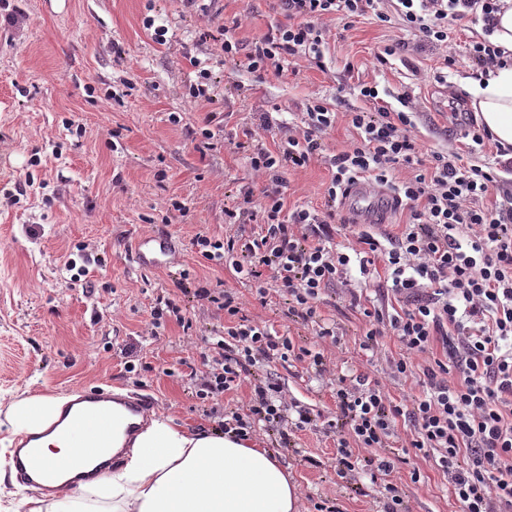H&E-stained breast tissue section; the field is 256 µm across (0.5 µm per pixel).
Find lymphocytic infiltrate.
<instances>
[{
	"mask_svg": "<svg viewBox=\"0 0 512 512\" xmlns=\"http://www.w3.org/2000/svg\"><path fill=\"white\" fill-rule=\"evenodd\" d=\"M277 2L287 24L271 26L249 52H242L228 26L204 37L220 43L225 62L253 73H279L286 61L299 58L321 69L325 20L354 23L372 14L439 47L447 46L449 27L481 24L482 38L468 46L479 75L504 56L488 39L499 0H389L387 12L379 0ZM357 91L370 107L347 114L357 136L330 157L333 173L322 209H289L284 202L287 173L324 154L325 135L336 122L335 112L314 100L305 107L300 133L281 135L272 150L253 147L250 165L263 188L258 194L240 189L225 207L236 232L221 239L200 233L192 245L202 259L251 283L258 300L266 299L269 285H278L289 320L310 326L323 343L340 341L335 317L320 309L326 292L340 286L342 302L362 319L361 353L376 352L384 334L396 336L402 351L385 359L382 372L414 383L419 395L402 401L369 374L337 373L323 352L249 319L235 292L201 287L198 296L223 310L224 329L198 396L228 394L253 377L250 399L219 428L244 438L260 424L287 444L297 432L324 425L336 436L339 486L364 475L384 481V512H408L402 487L390 479L406 462L395 444L396 423L407 420L408 448L447 478L460 512H512V159L466 163L415 134L408 91L394 92L389 102L377 86L363 83ZM360 178L376 183L407 212L400 235L345 217L340 200ZM493 192L497 201L486 204ZM379 260L400 304L394 312L353 283L355 275L369 276ZM437 345L443 358L430 356ZM290 360L330 382L336 396L332 417L321 418L287 395L267 370ZM361 448L372 449V456H358Z\"/></svg>",
	"mask_w": 512,
	"mask_h": 512,
	"instance_id": "1",
	"label": "lymphocytic infiltrate"
}]
</instances>
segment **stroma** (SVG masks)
Masks as SVG:
<instances>
[{
	"mask_svg": "<svg viewBox=\"0 0 512 512\" xmlns=\"http://www.w3.org/2000/svg\"><path fill=\"white\" fill-rule=\"evenodd\" d=\"M20 25L0 36V404L35 395L67 397L78 389H119L143 394L154 412L190 429H214V406L244 402L249 382L218 401L196 396L205 369L204 339L222 328L224 313L198 301L194 288L233 289L250 315L279 332L300 334L289 325L277 290L266 302L251 295L248 282L194 253L202 233L232 232L224 207L240 188L262 182L237 148L232 133L252 126L259 113L299 130L309 100L336 104V126L329 149L344 145L356 131L346 117L360 101L337 102L336 87L348 82L378 84L390 91L408 89L419 110L416 131L429 144L460 154L468 149L460 124L474 114L461 79L473 64L466 52L478 26L455 27L447 48L422 43L402 31L366 17L335 34L324 50L325 69L297 60L282 75L257 76L226 65L219 45L202 41L209 27L235 22L234 37L244 48L270 25L285 22L269 0H213L206 11L184 9L181 0H0V12ZM167 30L158 44L143 26L145 17ZM396 44L386 65L374 66L378 48ZM453 65L446 81L437 78L444 56ZM210 70L226 90L210 107L187 93L200 69ZM214 122H207L210 111ZM183 122H170L171 114ZM82 124L83 136L63 122ZM211 126L209 144L192 141L191 129ZM119 137H112V130ZM41 163L31 166L32 156ZM34 183L19 187L21 172ZM331 177L325 160L287 177L285 205L322 208V191ZM187 212L174 209V202ZM164 236L171 254L162 267L145 270L128 245L141 236ZM83 270L73 281L66 262ZM174 299L184 322L151 325L159 296ZM324 312L348 329L340 345L324 354L339 371H369L351 331L356 313L325 298ZM288 393L323 415L335 409L332 392L309 377L295 361L270 364ZM250 440L273 452L300 491V512L336 496V438L324 427L297 433L294 445L280 447L260 432ZM320 467L308 465V458ZM420 482L407 469L401 482L411 512H459L448 485L431 462L418 460ZM340 496V495H337ZM344 512H382L383 497L340 496Z\"/></svg>",
	"mask_w": 512,
	"mask_h": 512,
	"instance_id": "stroma-1",
	"label": "stroma"
}]
</instances>
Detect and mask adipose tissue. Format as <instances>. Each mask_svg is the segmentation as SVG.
<instances>
[{"label":"adipose tissue","mask_w":512,"mask_h":512,"mask_svg":"<svg viewBox=\"0 0 512 512\" xmlns=\"http://www.w3.org/2000/svg\"><path fill=\"white\" fill-rule=\"evenodd\" d=\"M476 115L503 147L512 149V62L492 66L486 77L470 82ZM62 398L32 396L11 404L0 416L9 435L35 436L48 463L75 452L60 440L53 424ZM50 507L26 497L25 512H96L89 500L104 496L111 512H298L299 490L280 461L231 434L189 430L163 416H151L134 437L117 427L112 443L84 466L62 473L54 482Z\"/></svg>","instance_id":"adipose-tissue-1"}]
</instances>
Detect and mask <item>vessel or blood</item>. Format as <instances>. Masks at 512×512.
Listing matches in <instances>:
<instances>
[{
    "mask_svg": "<svg viewBox=\"0 0 512 512\" xmlns=\"http://www.w3.org/2000/svg\"><path fill=\"white\" fill-rule=\"evenodd\" d=\"M391 196L374 182L360 179L353 183L341 200V208L357 224H378L382 221L385 206L391 205ZM171 252V244L164 237H146L135 242L133 258L143 268L164 265ZM120 405L130 416L145 413V400L115 396L104 390L79 393L66 408L56 424L61 440L76 443L82 455L95 453L97 446L107 443L112 436V407ZM15 465L23 482H49L57 468L73 467V460L62 461L53 467L43 460L38 448L18 447Z\"/></svg>",
    "mask_w": 512,
    "mask_h": 512,
    "instance_id": "vessel-or-blood-1",
    "label": "vessel or blood"
}]
</instances>
